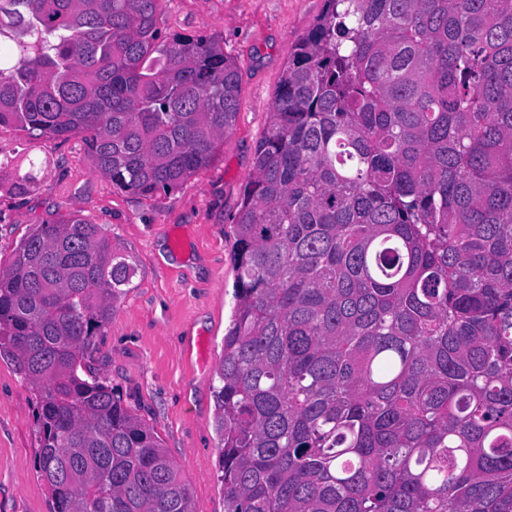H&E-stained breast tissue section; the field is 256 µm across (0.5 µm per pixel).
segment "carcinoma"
Listing matches in <instances>:
<instances>
[{
  "label": "carcinoma",
  "mask_w": 512,
  "mask_h": 512,
  "mask_svg": "<svg viewBox=\"0 0 512 512\" xmlns=\"http://www.w3.org/2000/svg\"><path fill=\"white\" fill-rule=\"evenodd\" d=\"M161 2L0 0V127L83 133L144 197L207 167L239 67L163 32ZM232 236L224 512H512V0H324ZM135 274L76 213L0 265L54 512H193L157 436L82 375Z\"/></svg>",
  "instance_id": "carcinoma-1"
}]
</instances>
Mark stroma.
Listing matches in <instances>:
<instances>
[{
  "instance_id": "stroma-1",
  "label": "stroma",
  "mask_w": 512,
  "mask_h": 512,
  "mask_svg": "<svg viewBox=\"0 0 512 512\" xmlns=\"http://www.w3.org/2000/svg\"><path fill=\"white\" fill-rule=\"evenodd\" d=\"M323 8L324 0H164L163 30L217 37L240 75L234 129L209 166L170 194L113 189L95 172L84 134L33 140L0 127L1 262L33 224L73 211L134 257L133 286L87 361L158 436L194 512H224L213 388L234 305L230 226L282 72ZM29 172L35 181L18 194ZM36 410L23 375L0 358V512L53 508L37 467Z\"/></svg>"
}]
</instances>
